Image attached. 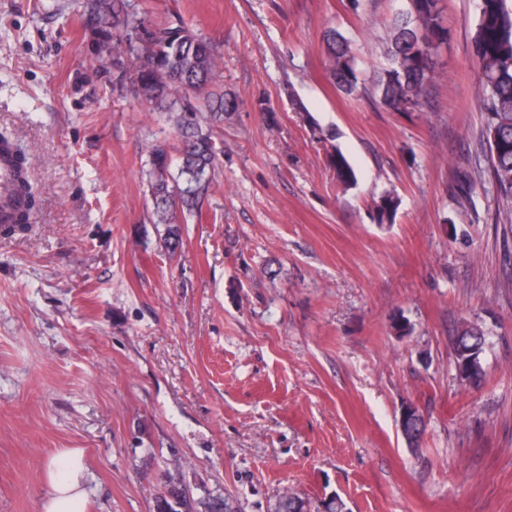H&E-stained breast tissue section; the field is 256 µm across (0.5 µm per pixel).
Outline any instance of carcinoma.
Masks as SVG:
<instances>
[{"label":"carcinoma","mask_w":512,"mask_h":512,"mask_svg":"<svg viewBox=\"0 0 512 512\" xmlns=\"http://www.w3.org/2000/svg\"><path fill=\"white\" fill-rule=\"evenodd\" d=\"M419 21L395 17L385 41L389 66L378 74L374 92L378 102L393 112L420 111L429 106L435 80L436 55L447 41L440 0H414ZM97 16L95 38L102 58L133 76L135 94L166 113L181 134L176 147L177 175L172 158L162 145L151 147L150 192L157 223L164 226L161 241L170 252L182 244L177 211L192 212L202 192L210 186L216 156L213 129H203L197 113H209L210 124L224 121L235 102L210 88L217 67L214 48L179 23L150 26L129 10L128 0H92ZM329 72L336 88L346 96L365 91L360 82L349 40L339 31L325 34ZM474 45L480 66L479 110L484 114L482 138L488 146V165L475 167L458 182L462 194L489 183L497 201L498 219L512 231V6L508 0H479ZM183 93L181 99L170 92ZM336 182L347 189L356 183L355 172L340 150L330 155ZM399 198L384 193L373 201L374 219L390 222ZM154 512H241L230 495L194 499L185 488L170 481L155 497ZM275 512H311V502L283 495Z\"/></svg>","instance_id":"1"}]
</instances>
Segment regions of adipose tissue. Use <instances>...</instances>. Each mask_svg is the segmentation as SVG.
Here are the masks:
<instances>
[{
	"label": "adipose tissue",
	"instance_id": "ef3b65f1",
	"mask_svg": "<svg viewBox=\"0 0 512 512\" xmlns=\"http://www.w3.org/2000/svg\"><path fill=\"white\" fill-rule=\"evenodd\" d=\"M86 471L84 449L60 450L46 469L50 492L41 505L42 512H86Z\"/></svg>",
	"mask_w": 512,
	"mask_h": 512
}]
</instances>
